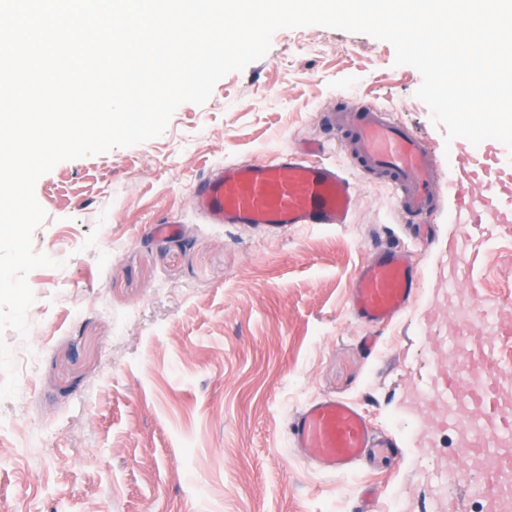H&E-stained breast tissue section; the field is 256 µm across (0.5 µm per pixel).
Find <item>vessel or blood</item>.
Returning a JSON list of instances; mask_svg holds the SVG:
<instances>
[{"mask_svg": "<svg viewBox=\"0 0 512 512\" xmlns=\"http://www.w3.org/2000/svg\"><path fill=\"white\" fill-rule=\"evenodd\" d=\"M325 129L365 175L380 176L397 201L401 214L414 224L430 223L437 210L435 186L440 170L423 143L394 121L386 110L363 103L350 110H331L322 117ZM322 140H311L303 150L287 151L270 160L230 162L205 175L196 185L193 202L213 224H241L263 234H279L299 225L349 223L357 193L349 176L334 165L320 162ZM478 190H458V227L470 238L471 250L462 255L476 267L491 237L512 236V150L497 149L492 160L478 164ZM421 275L401 261L396 246L375 249L361 266L350 290L354 318L373 329L389 325L415 302ZM463 363L445 368L441 385L427 391L440 402L475 401V410L455 415L468 433L457 462L444 469L457 481H468L464 460L473 452L493 458L496 466L482 472L489 490V512H512V498L502 488L512 482V412L504 411L499 395L490 388L475 389L465 378ZM294 447L305 449L309 462L328 463L346 471L368 451L384 447L367 415L351 402L322 397L301 409L289 424Z\"/></svg>", "mask_w": 512, "mask_h": 512, "instance_id": "vessel-or-blood-1", "label": "vessel or blood"}]
</instances>
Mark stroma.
I'll list each match as a JSON object with an SVG mask.
<instances>
[{
    "label": "stroma",
    "mask_w": 512,
    "mask_h": 512,
    "mask_svg": "<svg viewBox=\"0 0 512 512\" xmlns=\"http://www.w3.org/2000/svg\"><path fill=\"white\" fill-rule=\"evenodd\" d=\"M387 42L322 26L274 33L267 54L181 104L162 135L58 163L35 185L47 219L35 251L58 265L28 276L29 331L0 339L17 392L0 400V512H436L434 457L456 428L430 421L419 390L457 355L449 293L461 252L456 192L468 154L415 92ZM372 102L433 151L441 204L404 223L383 181L328 147L357 186L352 223L264 236L210 224L194 185L227 162L266 160L318 137L321 113ZM169 221L177 238L153 227ZM422 274L418 301L369 331L349 310L359 268L382 243ZM486 308L512 324V238L473 274ZM375 333L376 350L362 336ZM357 405L394 445L350 471L307 461L288 425L311 401ZM436 454H429V441Z\"/></svg>",
    "instance_id": "stroma-1"
}]
</instances>
